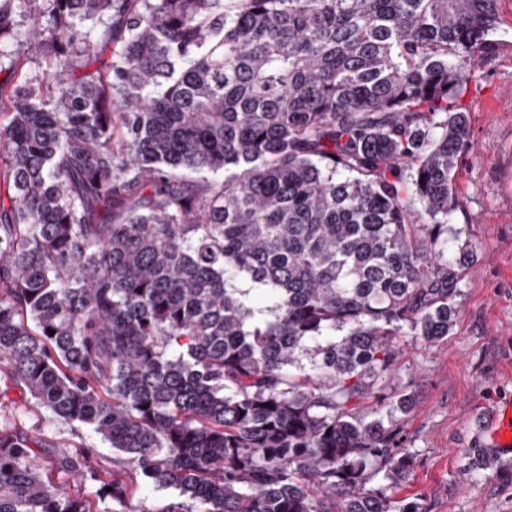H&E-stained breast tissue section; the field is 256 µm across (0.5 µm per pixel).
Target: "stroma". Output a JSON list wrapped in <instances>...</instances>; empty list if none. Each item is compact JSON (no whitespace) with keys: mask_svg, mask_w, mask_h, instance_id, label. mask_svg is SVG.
<instances>
[{"mask_svg":"<svg viewBox=\"0 0 512 512\" xmlns=\"http://www.w3.org/2000/svg\"><path fill=\"white\" fill-rule=\"evenodd\" d=\"M496 49L474 64L462 88L470 147L455 173L454 251L464 275L458 315L447 340L403 334L401 353L384 395L407 394L401 445L414 452L412 473L396 487L398 499L422 512H512V457L479 454L471 415L512 403V0H496ZM0 404L45 420L46 453L83 446L122 471L108 444L78 425L52 422L17 386L0 385Z\"/></svg>","mask_w":512,"mask_h":512,"instance_id":"35a3bbf8","label":"stroma"}]
</instances>
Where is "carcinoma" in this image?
Here are the masks:
<instances>
[{"label":"carcinoma","instance_id":"cac0c4a2","mask_svg":"<svg viewBox=\"0 0 512 512\" xmlns=\"http://www.w3.org/2000/svg\"><path fill=\"white\" fill-rule=\"evenodd\" d=\"M495 2L0 0V380L124 463L0 415V512H420L408 395L361 407L395 337L457 315V99ZM44 433L46 448H43V454H51L63 444L82 445L96 461L106 462L111 467L113 465L115 471L123 472V463L112 448L84 427L47 421ZM176 493L172 490H146L141 494L134 495L123 505L112 503V500L95 499L94 512H115L113 509L125 512H165L170 506L180 502Z\"/></svg>","mask_w":512,"mask_h":512}]
</instances>
